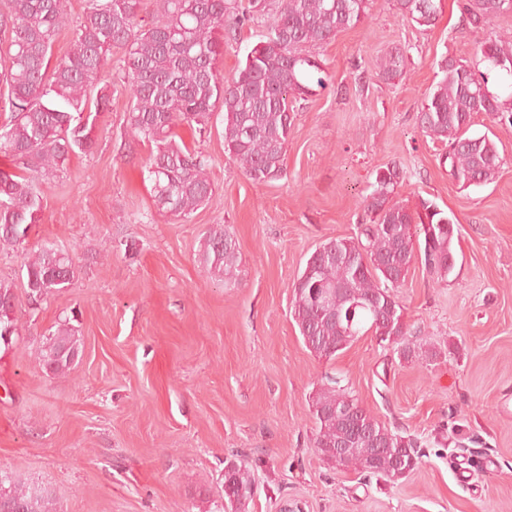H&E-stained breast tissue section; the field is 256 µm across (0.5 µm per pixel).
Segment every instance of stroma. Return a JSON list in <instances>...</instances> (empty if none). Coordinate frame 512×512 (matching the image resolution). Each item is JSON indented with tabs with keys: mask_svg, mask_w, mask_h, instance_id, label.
I'll use <instances>...</instances> for the list:
<instances>
[{
	"mask_svg": "<svg viewBox=\"0 0 512 512\" xmlns=\"http://www.w3.org/2000/svg\"><path fill=\"white\" fill-rule=\"evenodd\" d=\"M494 31L512 33V13L473 30L461 0H441L424 27L401 20L395 0H370L364 23L310 49L331 82L302 102L282 179L253 183L228 160L221 116L203 136L178 127L214 185L185 221L154 206L143 174L152 147L127 135L128 96L115 86L92 154L37 183L44 209L28 245L66 250L71 287L31 303L18 253L0 246L22 325L0 349V470L47 491L58 512H232L231 460L252 480L245 512H512V126L475 116L472 132L493 136L503 166L464 190L445 145L417 125L437 61L485 70L478 47ZM394 46L409 64L388 84L376 62ZM394 163L406 173L400 202L428 199L458 220L448 278L417 264L395 291L410 333L439 355L407 362L367 334L319 358L291 315V285L320 244L368 221L362 197ZM211 224L236 240L235 283L198 261ZM69 315L83 352L55 378L36 350ZM327 374L418 439L407 477L384 482L318 454L311 398Z\"/></svg>",
	"mask_w": 512,
	"mask_h": 512,
	"instance_id": "35a3bbf8",
	"label": "stroma"
}]
</instances>
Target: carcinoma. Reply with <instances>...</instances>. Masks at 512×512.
<instances>
[{"mask_svg": "<svg viewBox=\"0 0 512 512\" xmlns=\"http://www.w3.org/2000/svg\"><path fill=\"white\" fill-rule=\"evenodd\" d=\"M501 0H464L462 13L473 29L507 12ZM404 19L434 24L440 0H396ZM368 0H86L77 21L65 0H0V32L7 33L0 54V155L13 169L0 168V244L24 247L40 220L43 197L35 178H54L70 157L93 151L100 118L111 104L108 65L112 50L123 53V81L129 106V136L155 146L144 167L158 210L186 220L213 194L209 159L183 141L175 129L207 130L215 112L223 114L224 153L256 184L284 175V155L300 102L327 87L322 61L305 52L365 19ZM274 13L272 22L249 49L244 62L226 76L218 69L224 35ZM65 27L69 49L53 57ZM487 70L512 76V38L500 34L480 46ZM407 50L395 46L377 60L386 83L401 78ZM440 79L420 103L418 123L426 136L448 144L443 163L458 185L493 182L502 157L487 134L470 133L474 116L498 113L512 126V108L486 88L487 77L448 56L438 62ZM404 179L396 165L376 170L364 205L369 223L350 238L326 241L308 258L291 285V313L305 345L330 360L369 329L381 344L407 361H431L434 345L411 339L395 290L402 287L414 260L437 278L454 269L457 219L430 200L412 211L394 200ZM198 260L222 282L238 266L235 239L222 224L203 233ZM27 294L41 301L69 288L77 269L72 258L44 243L24 255ZM335 289L332 314L320 305L321 291ZM18 297L0 280V345L20 336ZM81 355V342L65 320L38 349L47 374L65 377ZM318 424L314 446L320 455L346 446L352 453L341 466H353L395 482L419 464L417 441L381 423L333 376L321 378L312 397ZM252 491L248 470L231 464L224 486ZM0 512H56L51 496L0 473Z\"/></svg>", "mask_w": 512, "mask_h": 512, "instance_id": "cac0c4a2", "label": "carcinoma"}]
</instances>
